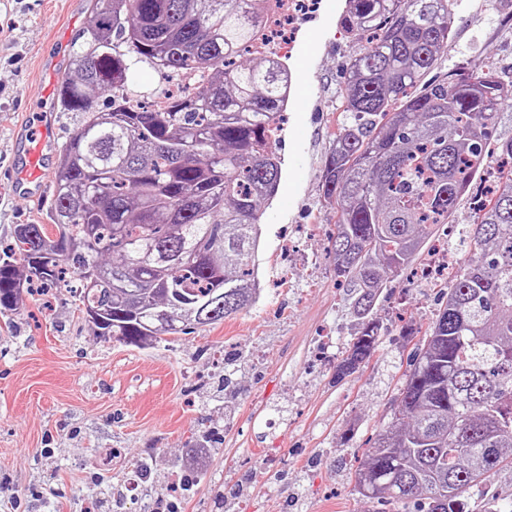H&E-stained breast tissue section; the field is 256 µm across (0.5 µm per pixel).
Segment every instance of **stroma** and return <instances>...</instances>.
Wrapping results in <instances>:
<instances>
[{
  "label": "stroma",
  "instance_id": "1",
  "mask_svg": "<svg viewBox=\"0 0 512 512\" xmlns=\"http://www.w3.org/2000/svg\"><path fill=\"white\" fill-rule=\"evenodd\" d=\"M453 37L426 73L443 79L466 60L512 81V0H453ZM346 0H314L277 45L293 91L277 146L279 190L263 204L258 302L202 329L143 348L93 336L69 293L23 295L0 321V512H366L352 473L392 422L410 357L435 319L444 276L389 280L377 305L381 342L355 373L337 380L353 337V292L338 285L330 253L336 214L321 171L338 125L339 91L358 45L341 28ZM88 0H0V243L43 215L17 189L28 167L24 135L46 122L63 145L79 117L60 111ZM485 199L474 179L432 246L458 258L460 230ZM231 375L233 388L223 386ZM148 465L157 491L126 488L98 505L99 482Z\"/></svg>",
  "mask_w": 512,
  "mask_h": 512
}]
</instances>
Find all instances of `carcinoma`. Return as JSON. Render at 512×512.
<instances>
[{
	"label": "carcinoma",
	"instance_id": "obj_1",
	"mask_svg": "<svg viewBox=\"0 0 512 512\" xmlns=\"http://www.w3.org/2000/svg\"><path fill=\"white\" fill-rule=\"evenodd\" d=\"M272 0H89L57 103L80 123L59 151L46 224H18L0 254V315L23 289L78 276L99 336L143 347L255 303L261 201L277 192L275 151L291 76L262 27ZM453 0H348L359 43L322 175L336 210V278L354 290L355 335L336 378L380 341L374 308L388 279L448 223L484 171L512 84L461 67L420 86L448 46ZM191 80L153 104L131 92L135 65ZM109 106L94 111L92 98ZM469 232L468 258L405 374L395 420L355 471L372 503L469 512L488 477L512 468V139Z\"/></svg>",
	"mask_w": 512,
	"mask_h": 512
}]
</instances>
